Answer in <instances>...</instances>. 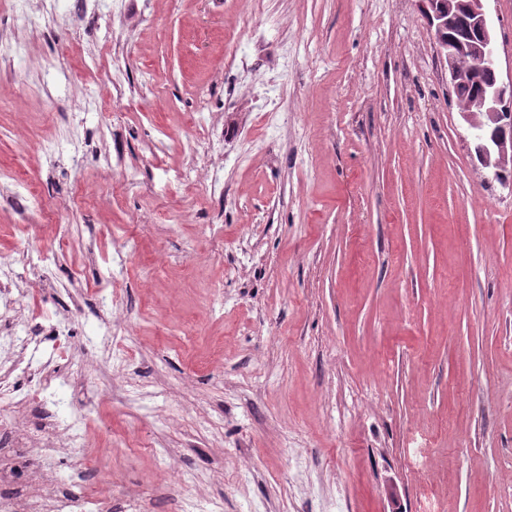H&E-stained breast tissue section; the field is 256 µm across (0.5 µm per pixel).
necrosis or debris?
Listing matches in <instances>:
<instances>
[{
    "label": "necrosis or debris",
    "instance_id": "1",
    "mask_svg": "<svg viewBox=\"0 0 512 512\" xmlns=\"http://www.w3.org/2000/svg\"><path fill=\"white\" fill-rule=\"evenodd\" d=\"M59 251L56 243L26 253L23 262L0 259V355L13 358L11 375H0V485H11L15 493L0 496V512H150L151 502L138 487L114 493L109 475L99 463L82 466L69 485H62L58 464L62 457L82 455V418L71 411L69 387L102 388L112 372V318L117 294L101 295V323L91 343L94 353L87 360H72V324H48L22 316L23 292L19 266L29 273ZM53 339L57 365H33L25 358L36 337ZM38 419L22 424L32 408Z\"/></svg>",
    "mask_w": 512,
    "mask_h": 512
}]
</instances>
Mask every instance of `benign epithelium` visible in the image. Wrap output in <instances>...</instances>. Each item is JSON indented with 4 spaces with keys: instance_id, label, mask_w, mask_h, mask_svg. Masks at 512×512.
I'll return each instance as SVG.
<instances>
[{
    "instance_id": "7a95c632",
    "label": "benign epithelium",
    "mask_w": 512,
    "mask_h": 512,
    "mask_svg": "<svg viewBox=\"0 0 512 512\" xmlns=\"http://www.w3.org/2000/svg\"><path fill=\"white\" fill-rule=\"evenodd\" d=\"M485 2L423 0L437 52L448 63L450 84L456 82L461 55L470 54L483 63L484 78L475 107L460 115L470 126H485L475 152L481 166L504 183L502 175L512 169V76L503 79Z\"/></svg>"
}]
</instances>
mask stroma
<instances>
[{"mask_svg":"<svg viewBox=\"0 0 512 512\" xmlns=\"http://www.w3.org/2000/svg\"><path fill=\"white\" fill-rule=\"evenodd\" d=\"M11 2L29 59L0 81V168L46 211L0 208V255L70 241L27 311L71 316L84 348L129 246L123 372L73 392L114 486L161 480L155 512H512V187L476 157L422 0H124L51 31ZM485 7L512 67V0ZM114 81L146 95L88 104ZM199 88L220 202L166 180L197 163ZM116 150L136 184L102 166Z\"/></svg>","mask_w":512,"mask_h":512,"instance_id":"1","label":"stroma"}]
</instances>
